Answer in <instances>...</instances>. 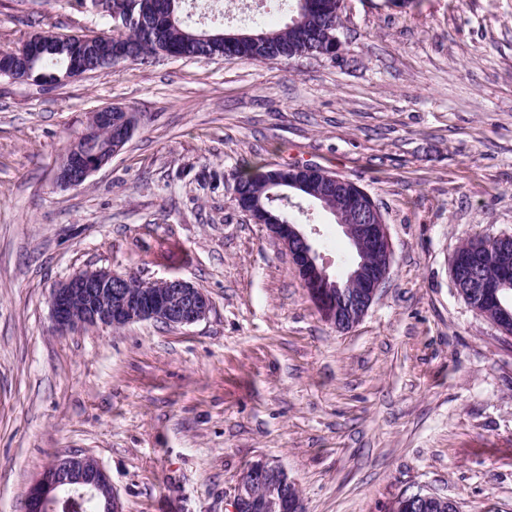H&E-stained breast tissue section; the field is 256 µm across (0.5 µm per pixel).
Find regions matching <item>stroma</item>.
Here are the masks:
<instances>
[{"mask_svg": "<svg viewBox=\"0 0 512 512\" xmlns=\"http://www.w3.org/2000/svg\"><path fill=\"white\" fill-rule=\"evenodd\" d=\"M75 0H0V50L93 35ZM336 57H156L50 90L0 77V512L56 456L105 470L124 512H231L273 458L305 512L430 492L512 512V338L458 294L457 247L512 235V0H344ZM141 123L83 185L55 172L89 112ZM365 189L393 245L363 319L324 322L288 254L237 205L244 163ZM329 272L350 248L318 213ZM89 268L203 288L201 321L51 328Z\"/></svg>", "mask_w": 512, "mask_h": 512, "instance_id": "obj_1", "label": "stroma"}]
</instances>
